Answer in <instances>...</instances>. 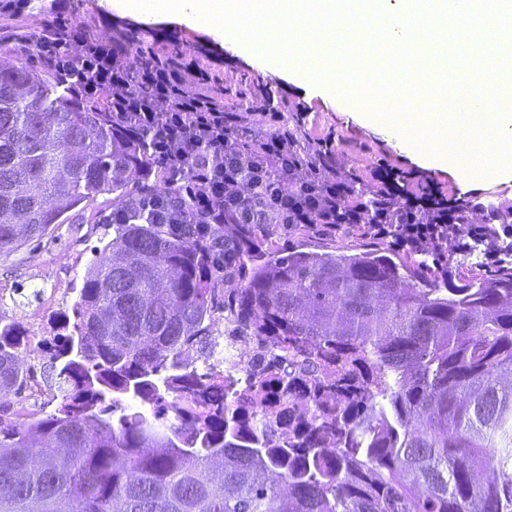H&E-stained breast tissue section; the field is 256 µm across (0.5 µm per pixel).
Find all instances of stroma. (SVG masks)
Instances as JSON below:
<instances>
[{
  "label": "stroma",
  "instance_id": "obj_1",
  "mask_svg": "<svg viewBox=\"0 0 512 512\" xmlns=\"http://www.w3.org/2000/svg\"><path fill=\"white\" fill-rule=\"evenodd\" d=\"M81 24L100 36L112 34L114 22L138 25L137 15L125 7L110 8L100 0H41L37 10L23 25L36 31L47 22ZM160 38L172 46L193 44L202 49V59L210 73L227 81L243 77L277 83L289 102L306 112V123L317 138H332L339 168L370 179L372 172L387 164L410 175L415 183H434L448 196L470 193L512 207V180L471 174L458 170L456 160L442 154L433 162L419 159L410 142L397 140L381 124L356 120L342 99L321 93L306 76L282 78L266 61L249 51L224 49L206 29L188 27L161 17L153 25ZM112 196L98 195L82 202L49 225L41 237L22 241L13 251L0 253V328H10L30 337L31 347L23 354L24 386L20 391L0 392V419L18 424L31 423L55 413L61 401L56 374L45 352L34 342L52 336L63 315L71 314L79 299L83 277L99 250L112 238L107 217ZM262 247L273 250L300 249L332 254L389 249L385 240H365L352 233L322 237L308 231L280 225L265 228L259 237Z\"/></svg>",
  "mask_w": 512,
  "mask_h": 512
}]
</instances>
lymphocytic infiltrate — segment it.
<instances>
[{"mask_svg": "<svg viewBox=\"0 0 512 512\" xmlns=\"http://www.w3.org/2000/svg\"><path fill=\"white\" fill-rule=\"evenodd\" d=\"M37 56L81 97L115 101L119 126L150 135L162 182L168 188H184L190 203L182 205L169 193L153 194L145 208L167 224L174 236L206 243L219 268L234 269L241 242H254L257 226L246 210L238 223H225L224 202L243 195L238 168L260 179L267 172L235 143L225 142L224 114L200 111L196 99L188 97L173 100L157 112L135 110L130 99L118 95L120 76L112 70L111 39L63 24L43 26ZM354 230L364 238L391 240L398 248L425 257L435 269L448 255L473 252L478 253L484 271L512 267V224H488L480 215L470 224H358Z\"/></svg>", "mask_w": 512, "mask_h": 512, "instance_id": "1", "label": "lymphocytic infiltrate"}]
</instances>
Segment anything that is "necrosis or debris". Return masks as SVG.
I'll return each instance as SVG.
<instances>
[{
	"instance_id": "necrosis-or-debris-1",
	"label": "necrosis or debris",
	"mask_w": 512,
	"mask_h": 512,
	"mask_svg": "<svg viewBox=\"0 0 512 512\" xmlns=\"http://www.w3.org/2000/svg\"><path fill=\"white\" fill-rule=\"evenodd\" d=\"M290 350V343L277 336L239 332L213 337L202 361L184 362V373L197 376V384L178 387L161 398L159 407L166 413L173 405L189 404L197 430L221 409L236 418L240 434L259 437L268 447H304L314 421L332 422L357 408L362 389L354 369L343 361L317 368L295 364ZM212 382L223 384V403L209 397Z\"/></svg>"
}]
</instances>
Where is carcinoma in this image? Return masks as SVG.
<instances>
[{"mask_svg": "<svg viewBox=\"0 0 512 512\" xmlns=\"http://www.w3.org/2000/svg\"><path fill=\"white\" fill-rule=\"evenodd\" d=\"M197 50L168 49L151 29L112 34V70L127 73L142 109H156L161 75H185ZM198 98L206 112L249 114L224 128L255 153L267 141L264 115L288 129L296 168L265 157L288 182L283 206L308 212L298 184L336 182V213L319 224H419L408 204L426 187L389 194L336 167L329 140L313 138L298 108L260 80L213 82L202 61ZM243 199L258 224H281L265 187ZM149 137L115 123L103 102L56 76L0 56V252L42 236L70 209L104 191L112 213L139 194L162 192ZM512 224V211L473 195L452 201L448 223ZM112 239L83 278L75 321L55 336L52 363L64 385L56 413L0 425V512H512V271L486 281H436L388 252L333 255L260 246L242 258L243 287L227 309L258 335L282 336L294 355L322 353L369 366L366 405L334 425L336 459L317 442L298 454L235 439L224 415L189 431L150 415L183 380L176 360L207 343L212 256L205 244L170 235L144 216L113 222ZM21 339L0 329V390L21 388Z\"/></svg>", "mask_w": 512, "mask_h": 512, "instance_id": "obj_1", "label": "carcinoma"}]
</instances>
